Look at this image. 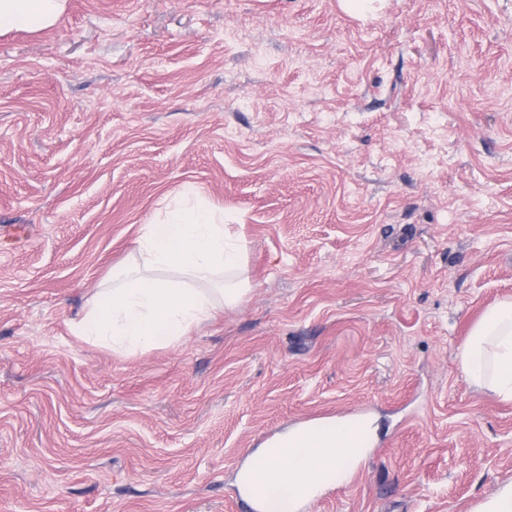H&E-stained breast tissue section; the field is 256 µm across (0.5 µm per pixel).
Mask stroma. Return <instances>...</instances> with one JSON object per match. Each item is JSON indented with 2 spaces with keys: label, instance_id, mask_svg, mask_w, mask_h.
Returning <instances> with one entry per match:
<instances>
[{
  "label": "stroma",
  "instance_id": "obj_1",
  "mask_svg": "<svg viewBox=\"0 0 512 512\" xmlns=\"http://www.w3.org/2000/svg\"><path fill=\"white\" fill-rule=\"evenodd\" d=\"M250 291L128 356L73 326L186 185ZM512 297V0H67L0 34V512H241L288 424L371 415L303 512H471L512 404L458 352Z\"/></svg>",
  "mask_w": 512,
  "mask_h": 512
}]
</instances>
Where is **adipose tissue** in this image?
I'll return each instance as SVG.
<instances>
[{
    "instance_id": "1",
    "label": "adipose tissue",
    "mask_w": 512,
    "mask_h": 512,
    "mask_svg": "<svg viewBox=\"0 0 512 512\" xmlns=\"http://www.w3.org/2000/svg\"><path fill=\"white\" fill-rule=\"evenodd\" d=\"M65 0H0V32L38 31L55 23ZM461 369L478 390L512 402V300L489 307L459 351ZM368 416L326 417L266 440L236 482L258 512H300L324 490L350 481L378 437Z\"/></svg>"
}]
</instances>
